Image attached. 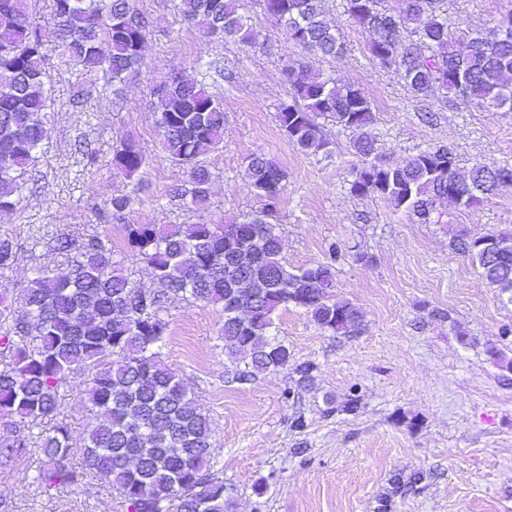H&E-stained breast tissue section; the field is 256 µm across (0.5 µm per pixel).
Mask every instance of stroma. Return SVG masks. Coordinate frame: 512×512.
<instances>
[{"instance_id":"stroma-1","label":"stroma","mask_w":512,"mask_h":512,"mask_svg":"<svg viewBox=\"0 0 512 512\" xmlns=\"http://www.w3.org/2000/svg\"><path fill=\"white\" fill-rule=\"evenodd\" d=\"M177 0H130L149 26L138 73L121 93L103 74L85 75L59 49L48 52L46 87L54 100V131L26 177L20 201L0 211V238L13 241L17 262L4 282L18 288L35 268L65 274L51 238L111 240L127 249L130 224H227L262 208L249 189L248 159L273 158L287 173L274 222L291 268L333 261L336 299L355 304L364 326L358 335L320 329L294 307L275 315L274 332L298 364L314 367L313 381L297 387L291 369L255 381L227 382L218 338L220 308L190 302L169 306L162 359L188 384L213 422L215 458L233 512H377L392 476L423 470L417 489L393 497L388 512H512V302L486 284L451 241L512 232V184L479 206L443 203L439 223L423 224L380 197L351 194L361 167L349 131L319 118L328 152L307 155L283 135L277 112L288 102L282 70L289 59L343 84L361 87L375 105L370 129L375 161L393 165L442 146L458 165L476 161L512 166V112H496L455 96L414 94L394 71L373 64L370 34L345 10L324 0L343 45L337 57L303 54L264 9L243 0L258 34L257 47L213 39L202 43L180 22ZM458 29L496 34L512 0H444ZM202 80L224 105V138L204 155L215 172L207 209L174 198L186 174L161 159L153 89L173 75ZM133 137L146 163L133 178L110 166L117 137ZM96 153L88 163L78 142ZM133 192L121 219L111 199ZM337 246V259L328 249ZM86 376L71 375L58 393L60 419L81 464L80 443L95 421L83 390ZM358 396L356 411L345 404ZM306 426H293L296 415ZM46 465L38 447L0 468V499L12 512H126L97 479L42 492L33 482Z\"/></svg>"}]
</instances>
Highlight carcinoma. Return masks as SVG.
I'll use <instances>...</instances> for the list:
<instances>
[{
    "label": "carcinoma",
    "instance_id": "cac0c4a2",
    "mask_svg": "<svg viewBox=\"0 0 512 512\" xmlns=\"http://www.w3.org/2000/svg\"><path fill=\"white\" fill-rule=\"evenodd\" d=\"M442 2L346 0V8L372 33L371 60L395 69L415 93L443 89L466 103L512 112V14L498 20L494 39L475 32L462 52ZM53 10L56 24L48 29L32 17L29 0H0V210L15 206L50 133L52 100L44 91L50 46L61 48L86 74L104 72L118 94L139 71L150 34L128 0H54ZM176 10L203 38L256 44L236 0H178ZM270 15L303 51L333 58L341 53L322 0H271ZM282 75L291 101L278 111L281 131L306 154L329 148L318 117L351 131L354 152L366 159L350 186L358 197H382L428 224L441 200L470 208L512 183V167L477 161L461 169L446 147L390 167L369 162L375 143L367 129L375 112L368 94L313 73L300 58ZM152 108L163 159L187 176L178 196L192 208H205L215 174L202 156L223 142L220 100L206 84L174 76L157 89ZM144 164L131 137L112 146L117 172L131 178ZM247 171L249 188L265 207L231 224L230 239L222 224L127 225L132 257L150 269L151 290L131 278L109 243L68 237L53 246L67 260V274L43 265L23 288L0 289V322L8 325L0 335L1 466L37 443L47 464L35 481L47 492L93 476L119 495L126 512H229L224 479L211 466L212 421L157 352L167 335V305L183 300L221 308L226 374L241 383L292 362L288 346L268 335L281 308H300L334 334L362 330L359 309L331 299L336 248L328 262L296 271L282 257L273 217L286 188L285 170L256 154ZM482 241L461 238L457 249L488 285L512 293V234L494 235L491 254ZM16 259L13 242L0 238V278ZM81 371L88 372L85 397L96 424L84 439L83 467L77 470L67 463L73 448L67 426L46 429L44 423L57 415L58 387ZM426 478L421 470L394 475L378 512H387L391 498Z\"/></svg>",
    "mask_w": 512,
    "mask_h": 512
}]
</instances>
